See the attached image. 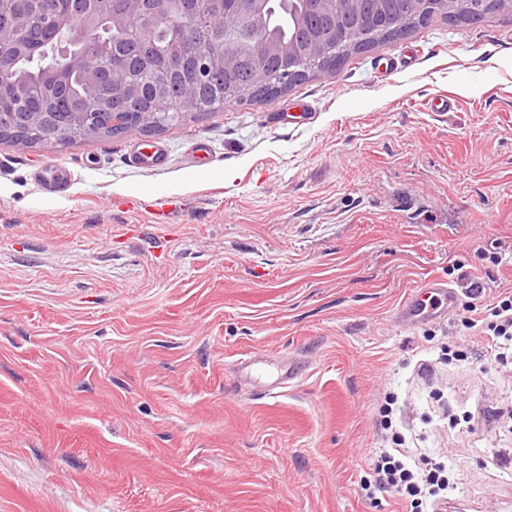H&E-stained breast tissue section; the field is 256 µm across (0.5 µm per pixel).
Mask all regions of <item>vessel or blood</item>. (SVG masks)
<instances>
[{
    "label": "vessel or blood",
    "instance_id": "b4317fda",
    "mask_svg": "<svg viewBox=\"0 0 512 512\" xmlns=\"http://www.w3.org/2000/svg\"><path fill=\"white\" fill-rule=\"evenodd\" d=\"M71 177L62 164L47 167L39 177L41 191L58 192L68 189ZM458 301L456 290L447 281L431 277L412 289L395 312L396 322L413 328L447 320Z\"/></svg>",
    "mask_w": 512,
    "mask_h": 512
}]
</instances>
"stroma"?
<instances>
[{
	"label": "stroma",
	"mask_w": 512,
	"mask_h": 512,
	"mask_svg": "<svg viewBox=\"0 0 512 512\" xmlns=\"http://www.w3.org/2000/svg\"><path fill=\"white\" fill-rule=\"evenodd\" d=\"M286 108L299 122L276 125ZM155 144L163 166H129ZM56 162L61 196L36 186ZM500 245L511 7L434 17L263 103L0 142V512H410L359 485L388 392L446 465L448 512H512V365L466 327L512 290V263L483 258ZM459 266L491 276L481 298ZM431 277L459 294L448 322L399 326ZM250 352L302 372L266 397L232 379Z\"/></svg>",
	"instance_id": "35a3bbf8"
}]
</instances>
